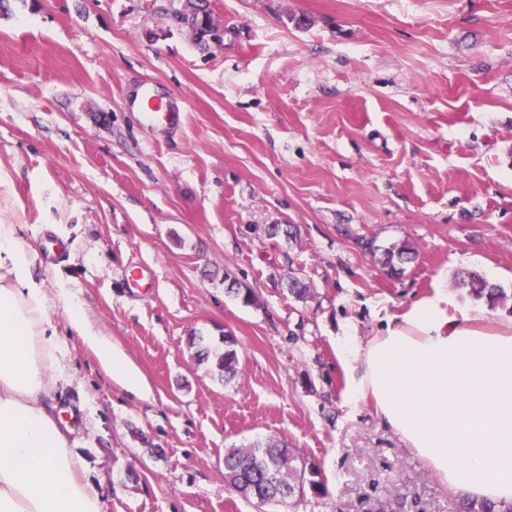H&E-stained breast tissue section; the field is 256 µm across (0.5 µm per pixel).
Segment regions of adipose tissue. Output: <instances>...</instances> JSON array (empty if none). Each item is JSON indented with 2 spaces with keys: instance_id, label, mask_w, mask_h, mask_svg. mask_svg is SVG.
I'll use <instances>...</instances> for the list:
<instances>
[{
  "instance_id": "ef3b65f1",
  "label": "adipose tissue",
  "mask_w": 512,
  "mask_h": 512,
  "mask_svg": "<svg viewBox=\"0 0 512 512\" xmlns=\"http://www.w3.org/2000/svg\"><path fill=\"white\" fill-rule=\"evenodd\" d=\"M30 266L17 225L0 224V512H103L53 403L64 377L48 321L53 299ZM69 320L105 373L141 393L111 340L86 332L81 313ZM336 353L350 400L371 403L451 491L512 502V321L490 326L449 309L439 283L376 336L345 332Z\"/></svg>"
}]
</instances>
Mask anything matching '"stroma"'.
Returning <instances> with one entry per match:
<instances>
[{"label": "stroma", "mask_w": 512, "mask_h": 512, "mask_svg": "<svg viewBox=\"0 0 512 512\" xmlns=\"http://www.w3.org/2000/svg\"><path fill=\"white\" fill-rule=\"evenodd\" d=\"M7 0L0 11V224L30 249L82 410L75 446L105 512H454L456 495L366 403L336 355L462 269L512 291V0ZM150 79L185 95L183 128L122 99ZM294 224L296 240L271 237ZM65 258H45L46 237ZM405 243L393 276L371 249ZM148 269L150 295L121 288ZM310 288L288 296L289 277ZM250 289L243 303L225 278ZM81 309L148 392L101 370ZM237 341L217 379L191 337ZM278 439L319 471L301 501L256 506L224 451ZM204 0H185L180 18L183 24L187 25L196 36H203L204 39L212 40L214 43L221 41V35L207 20L208 11L203 6Z\"/></svg>", "instance_id": "1"}]
</instances>
